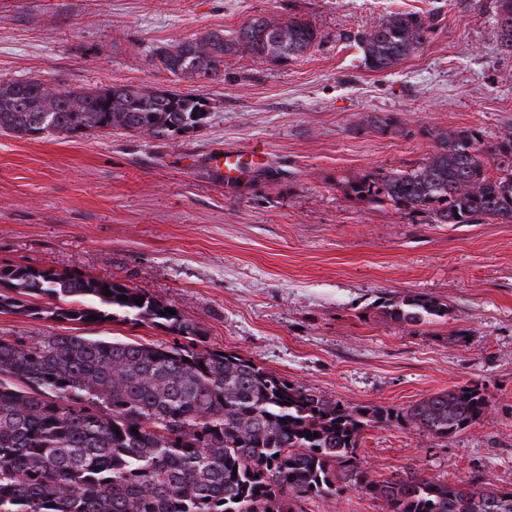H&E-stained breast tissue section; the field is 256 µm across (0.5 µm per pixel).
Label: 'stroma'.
Instances as JSON below:
<instances>
[{"label":"stroma","instance_id":"obj_1","mask_svg":"<svg viewBox=\"0 0 512 512\" xmlns=\"http://www.w3.org/2000/svg\"><path fill=\"white\" fill-rule=\"evenodd\" d=\"M402 11L431 17L426 43L388 72L369 70L351 34ZM291 15L322 39L285 64L228 55L219 78L177 81L152 61L185 38ZM23 78L177 89L210 116L168 138L0 135V266L146 292L200 321L208 348L350 407L398 410L479 384L491 407L467 431L441 440L406 424L369 427L356 452L382 479L412 467L512 490V224H434L336 186L425 162L438 133L512 131V50L495 0H0V83ZM368 115L396 127L359 128ZM227 150L246 168L234 181L213 166ZM409 292L447 301V323L419 334L386 317L379 298ZM68 334L185 343L120 320L0 313L2 337ZM303 508L383 512L349 487Z\"/></svg>","mask_w":512,"mask_h":512}]
</instances>
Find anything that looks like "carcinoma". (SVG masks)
I'll return each mask as SVG.
<instances>
[{
  "mask_svg": "<svg viewBox=\"0 0 512 512\" xmlns=\"http://www.w3.org/2000/svg\"><path fill=\"white\" fill-rule=\"evenodd\" d=\"M496 17L501 42L512 49V0H496ZM429 33L428 17L404 11L353 41L366 67L381 73L419 51ZM320 40L303 18L256 17L228 33L158 47L153 60L178 78L210 80L224 71L227 54L281 64ZM202 106L197 96L168 89L57 90L24 79L0 83V131L74 138L121 128L167 138L203 128L209 113L194 112ZM434 140L432 157L412 170L366 171L336 185L364 204L425 214L436 224H511L512 132L489 142L481 130L465 128ZM38 296L52 303L39 307L31 302ZM165 308L121 284L0 267L2 313L76 323L119 315L189 340L164 348L80 335L0 337V512H297L299 503L342 485L382 501L385 512H512V491L486 481L449 485L413 469L379 479L356 453L366 428L395 421L439 439L470 428L489 411L479 385L438 392L398 412L350 408L205 347L200 322L159 315ZM383 308L415 332L448 316L447 303L423 294L387 299Z\"/></svg>",
  "mask_w": 512,
  "mask_h": 512,
  "instance_id": "cac0c4a2",
  "label": "carcinoma"
}]
</instances>
